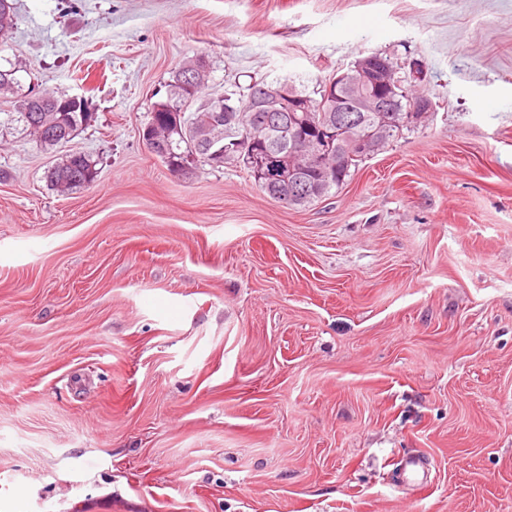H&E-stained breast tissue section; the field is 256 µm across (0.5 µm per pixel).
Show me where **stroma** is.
I'll return each instance as SVG.
<instances>
[{"label": "stroma", "mask_w": 512, "mask_h": 512, "mask_svg": "<svg viewBox=\"0 0 512 512\" xmlns=\"http://www.w3.org/2000/svg\"><path fill=\"white\" fill-rule=\"evenodd\" d=\"M14 7L0 59L89 118L46 150L0 98V512H512V0ZM372 53L434 108L314 206L139 138L186 60L216 96ZM98 161L93 155L73 150L55 163L45 173L48 184L61 192H72L89 187L99 173Z\"/></svg>", "instance_id": "35a3bbf8"}]
</instances>
